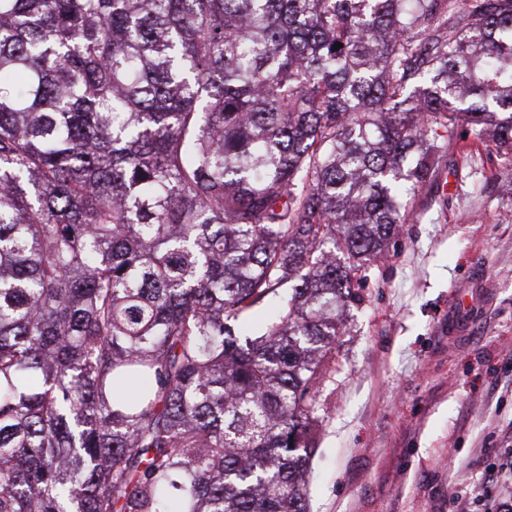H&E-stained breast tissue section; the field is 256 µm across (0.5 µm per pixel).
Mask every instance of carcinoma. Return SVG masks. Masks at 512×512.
<instances>
[{"label": "carcinoma", "mask_w": 512, "mask_h": 512, "mask_svg": "<svg viewBox=\"0 0 512 512\" xmlns=\"http://www.w3.org/2000/svg\"><path fill=\"white\" fill-rule=\"evenodd\" d=\"M461 126L512 157V0H0V512H310Z\"/></svg>", "instance_id": "1"}]
</instances>
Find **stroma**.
<instances>
[{
    "mask_svg": "<svg viewBox=\"0 0 512 512\" xmlns=\"http://www.w3.org/2000/svg\"><path fill=\"white\" fill-rule=\"evenodd\" d=\"M317 387L310 512H448L512 437V166L458 131Z\"/></svg>",
    "mask_w": 512,
    "mask_h": 512,
    "instance_id": "obj_1",
    "label": "stroma"
}]
</instances>
